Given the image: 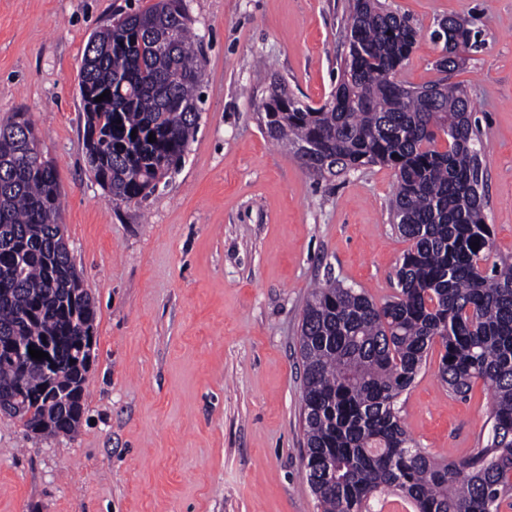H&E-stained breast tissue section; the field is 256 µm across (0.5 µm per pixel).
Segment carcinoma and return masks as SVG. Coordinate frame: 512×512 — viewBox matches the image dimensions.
<instances>
[{
    "instance_id": "1",
    "label": "carcinoma",
    "mask_w": 512,
    "mask_h": 512,
    "mask_svg": "<svg viewBox=\"0 0 512 512\" xmlns=\"http://www.w3.org/2000/svg\"><path fill=\"white\" fill-rule=\"evenodd\" d=\"M191 24L184 0H156L88 39L79 73L87 164L115 204L146 198L197 133L204 60ZM418 33L382 0H352L329 98L313 106L275 80L257 105L265 134L295 148L314 177L393 167L391 217L410 242L390 300L328 280L306 304L302 422L314 466L305 479L320 512H370L384 488L416 512L512 508V259L489 262L485 146L469 98L446 77L479 31L441 19L432 37L443 42L435 67L444 77L405 88L397 75ZM59 213L58 172L18 112L0 125V337L21 352L0 354V413L40 435L80 427L96 318ZM49 344L57 367L47 372L29 349ZM436 344L448 393L465 398L480 381L493 398L487 444L457 461L414 447L395 409Z\"/></svg>"
}]
</instances>
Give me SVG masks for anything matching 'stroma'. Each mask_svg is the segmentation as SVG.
Segmentation results:
<instances>
[{
	"instance_id": "stroma-1",
	"label": "stroma",
	"mask_w": 512,
	"mask_h": 512,
	"mask_svg": "<svg viewBox=\"0 0 512 512\" xmlns=\"http://www.w3.org/2000/svg\"><path fill=\"white\" fill-rule=\"evenodd\" d=\"M154 0H0V123L27 112L59 174L60 222L95 302L82 424L36 436L0 415V512H319L304 478L299 332L314 284L375 302L409 243L389 222L393 168L317 178L261 128L272 77L311 104L334 90L347 0H184L205 60L182 167L116 205L86 162L78 74L92 31ZM420 23L398 79H439L431 32L482 33L449 82L473 106L495 255H512V0H386ZM430 355L398 399L422 451L486 444L491 396L449 395Z\"/></svg>"
}]
</instances>
